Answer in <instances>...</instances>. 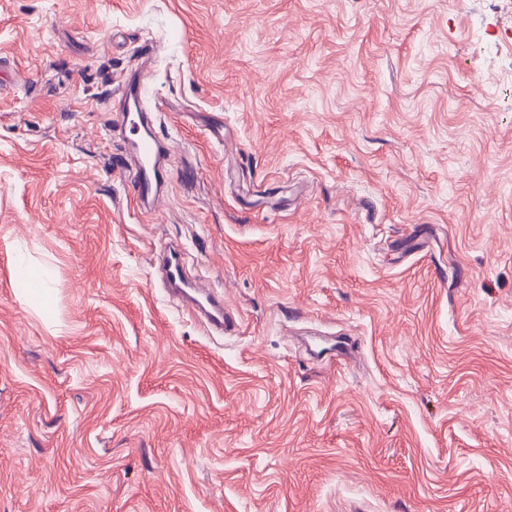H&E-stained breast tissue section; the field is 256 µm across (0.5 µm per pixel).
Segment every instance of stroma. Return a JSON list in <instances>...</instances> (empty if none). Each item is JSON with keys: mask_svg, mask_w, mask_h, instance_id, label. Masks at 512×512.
Masks as SVG:
<instances>
[{"mask_svg": "<svg viewBox=\"0 0 512 512\" xmlns=\"http://www.w3.org/2000/svg\"><path fill=\"white\" fill-rule=\"evenodd\" d=\"M0 512H512V0H0ZM133 99L136 108L131 111L128 103L122 113L127 138L136 154L137 163L127 173L128 184L133 195L141 200H158V189L161 183V171L156 166L166 151L163 141L152 130V120L140 104L139 84L131 85L125 95V102ZM128 132V134H127ZM154 161L152 168L146 163ZM159 280L169 296L177 299L182 308L202 318L207 328L226 333L236 328V319L224 310V299L204 282L186 278L184 258L180 249L172 247L160 256ZM42 274L28 265L23 257H18L15 264L14 285L20 291L38 301L41 311L45 316L53 313V298L48 288L42 287L32 289L29 287L30 280H40Z\"/></svg>", "mask_w": 512, "mask_h": 512, "instance_id": "obj_1", "label": "stroma"}]
</instances>
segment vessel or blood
Masks as SVG:
<instances>
[{"label": "vessel or blood", "mask_w": 512, "mask_h": 512, "mask_svg": "<svg viewBox=\"0 0 512 512\" xmlns=\"http://www.w3.org/2000/svg\"><path fill=\"white\" fill-rule=\"evenodd\" d=\"M127 142L136 154L137 162L127 173L134 196L141 200H157L161 171L157 165L166 147L152 130V120L143 108L126 111L123 115ZM159 280L169 296L177 299L182 308L203 319L207 328L226 333L237 326L224 308V300L204 282L185 276L184 258L180 249L163 252L158 265Z\"/></svg>", "instance_id": "1"}]
</instances>
